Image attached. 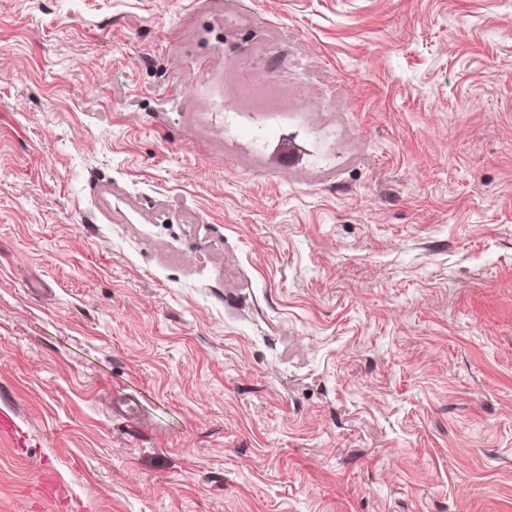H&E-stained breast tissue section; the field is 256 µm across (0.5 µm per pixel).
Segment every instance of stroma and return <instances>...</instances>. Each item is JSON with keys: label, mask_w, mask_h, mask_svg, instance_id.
I'll return each instance as SVG.
<instances>
[{"label": "stroma", "mask_w": 512, "mask_h": 512, "mask_svg": "<svg viewBox=\"0 0 512 512\" xmlns=\"http://www.w3.org/2000/svg\"><path fill=\"white\" fill-rule=\"evenodd\" d=\"M0 409V512H512V0H0Z\"/></svg>", "instance_id": "1"}]
</instances>
